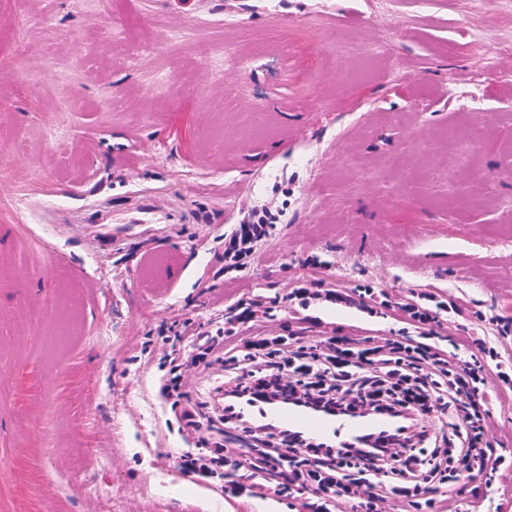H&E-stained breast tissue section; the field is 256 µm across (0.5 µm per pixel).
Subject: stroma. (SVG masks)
Here are the masks:
<instances>
[{
	"label": "stroma",
	"instance_id": "35a3bbf8",
	"mask_svg": "<svg viewBox=\"0 0 512 512\" xmlns=\"http://www.w3.org/2000/svg\"><path fill=\"white\" fill-rule=\"evenodd\" d=\"M145 192L171 223H96ZM262 208L274 243L222 273ZM301 280L430 295L438 346L512 369V0H0V512H307L268 474L183 475L240 444L182 419L223 359L161 392L183 325L252 299L305 345L402 333L345 304L294 319ZM477 403L501 462L416 512H512V384L489 373ZM227 448H217L215 452L187 453L181 458L180 467L187 473L199 478L208 477L217 467L224 465V457H227Z\"/></svg>",
	"mask_w": 512,
	"mask_h": 512
}]
</instances>
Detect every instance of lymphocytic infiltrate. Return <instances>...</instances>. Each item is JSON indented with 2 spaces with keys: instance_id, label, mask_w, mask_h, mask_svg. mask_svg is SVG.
<instances>
[{
  "instance_id": "lymphocytic-infiltrate-1",
  "label": "lymphocytic infiltrate",
  "mask_w": 512,
  "mask_h": 512,
  "mask_svg": "<svg viewBox=\"0 0 512 512\" xmlns=\"http://www.w3.org/2000/svg\"><path fill=\"white\" fill-rule=\"evenodd\" d=\"M275 229L267 212L237 225L224 242L225 271L244 268L258 243L273 240ZM285 301L296 314L322 302H356L368 310L389 304L385 292L372 288L339 292L303 285L291 289ZM270 317L268 308L250 302L239 306L223 336L188 332L192 350L175 354L174 368L207 369L209 355L232 343L239 357L226 386L234 396V410L266 401L270 382L277 381L305 402L349 409L366 406L393 414L395 439L370 448L355 442L340 448L331 441L308 439L292 450L283 437L269 432L261 455L249 461L252 469L262 472L289 461L301 463L317 490L336 499L343 512H379L383 492L415 491L431 481L451 494L452 470H480L495 458L486 437L487 418L475 402L497 358L493 348L482 346L466 356H451L409 336H367L355 344L344 336H329L290 352L281 349L274 336L243 337V330ZM437 409L447 415L448 427L433 423L430 414ZM448 428L455 437L451 444L444 434Z\"/></svg>"
}]
</instances>
